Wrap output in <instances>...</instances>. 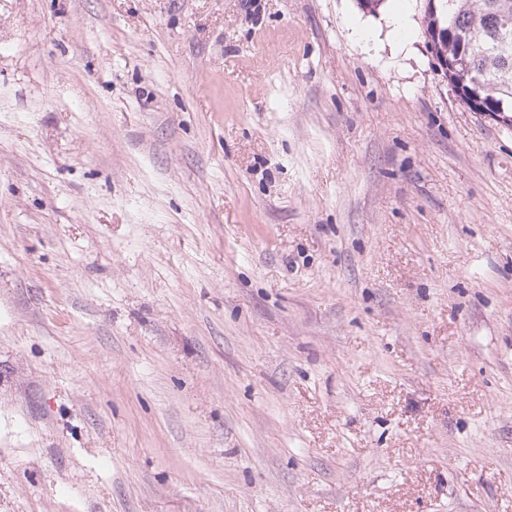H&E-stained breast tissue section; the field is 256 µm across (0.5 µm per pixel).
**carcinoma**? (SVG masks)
<instances>
[{
    "label": "carcinoma",
    "instance_id": "1",
    "mask_svg": "<svg viewBox=\"0 0 512 512\" xmlns=\"http://www.w3.org/2000/svg\"><path fill=\"white\" fill-rule=\"evenodd\" d=\"M493 2L437 0V14L426 18V27L441 29L436 50L455 62L452 86L464 90L480 77L488 88L481 111L512 123V32L504 42L495 40L500 19Z\"/></svg>",
    "mask_w": 512,
    "mask_h": 512
}]
</instances>
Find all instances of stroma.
I'll return each mask as SVG.
<instances>
[{
    "instance_id": "35a3bbf8",
    "label": "stroma",
    "mask_w": 512,
    "mask_h": 512,
    "mask_svg": "<svg viewBox=\"0 0 512 512\" xmlns=\"http://www.w3.org/2000/svg\"><path fill=\"white\" fill-rule=\"evenodd\" d=\"M401 2L0 0V512H512V128Z\"/></svg>"
}]
</instances>
